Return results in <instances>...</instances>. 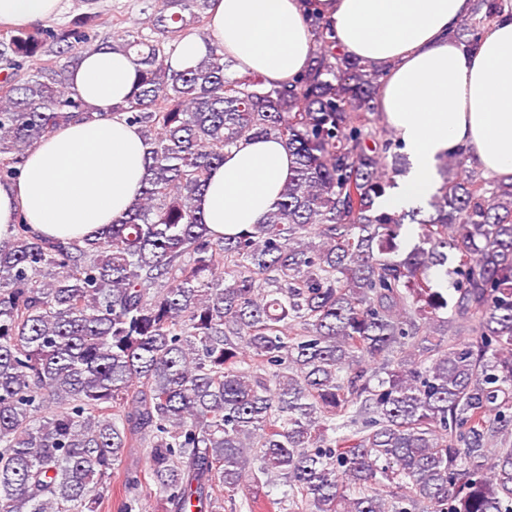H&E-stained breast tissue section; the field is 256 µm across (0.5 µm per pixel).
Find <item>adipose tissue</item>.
Listing matches in <instances>:
<instances>
[{"label": "adipose tissue", "instance_id": "1", "mask_svg": "<svg viewBox=\"0 0 512 512\" xmlns=\"http://www.w3.org/2000/svg\"><path fill=\"white\" fill-rule=\"evenodd\" d=\"M60 0H0V24L45 20ZM473 0H215L205 35H184L171 55L184 69L219 45L242 73L281 85L310 63L317 15L346 56L380 69L378 108L411 169L383 206L402 209L435 187L437 157L466 151L483 173L512 178V10L504 9L472 46L456 37ZM136 67L111 50L82 53L69 77L91 119L56 127L32 148L16 179L0 184V241L19 223L52 241L98 235L120 223L148 170L139 127L117 108L132 93ZM278 140L246 138L212 169L197 205L213 236L258 223L291 176Z\"/></svg>", "mask_w": 512, "mask_h": 512}]
</instances>
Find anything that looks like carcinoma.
<instances>
[{"mask_svg":"<svg viewBox=\"0 0 512 512\" xmlns=\"http://www.w3.org/2000/svg\"><path fill=\"white\" fill-rule=\"evenodd\" d=\"M80 0L65 26L0 29V182L57 126L85 117L80 53L134 56L117 107L149 174L120 224L0 242V512H512V182L439 157L426 206L380 200L407 173L379 123L376 67L336 52L320 19L286 85L214 46L185 70L212 0H153L141 26ZM508 0H479L469 46ZM293 159L259 224L209 234L195 201L242 138ZM342 418L336 431V420ZM128 448L147 468L119 472Z\"/></svg>","mask_w":512,"mask_h":512,"instance_id":"cac0c4a2","label":"carcinoma"}]
</instances>
